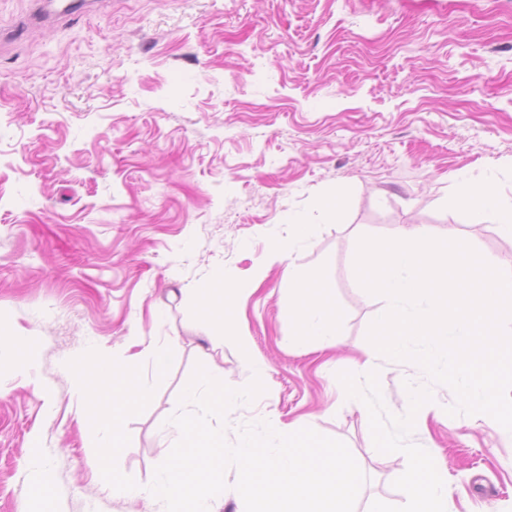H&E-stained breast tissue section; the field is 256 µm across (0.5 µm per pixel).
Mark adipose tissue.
Segmentation results:
<instances>
[{
  "label": "adipose tissue",
  "instance_id": "obj_1",
  "mask_svg": "<svg viewBox=\"0 0 512 512\" xmlns=\"http://www.w3.org/2000/svg\"><path fill=\"white\" fill-rule=\"evenodd\" d=\"M458 202L465 208H479L496 224L501 234L512 237V199L503 197L490 180L462 182ZM288 286L294 299L295 323V331L288 339L289 344L302 349L335 345V314L321 295L315 277L292 271L288 274Z\"/></svg>",
  "mask_w": 512,
  "mask_h": 512
}]
</instances>
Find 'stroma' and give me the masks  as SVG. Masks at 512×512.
<instances>
[{"label":"stroma","instance_id":"stroma-1","mask_svg":"<svg viewBox=\"0 0 512 512\" xmlns=\"http://www.w3.org/2000/svg\"><path fill=\"white\" fill-rule=\"evenodd\" d=\"M489 174L512 196V0H108L1 43L0 335L21 337L25 362L0 366V512H28L43 474L54 512H160L94 471L64 369L91 348L155 388L125 423L136 483L177 442L160 447L159 429L196 365L244 386L254 359L265 391L231 408L228 442L271 415L313 417L366 476L357 512L403 502L402 459L374 450L337 378L359 373L384 304L356 277L357 243L424 224L512 265V238L457 202L462 179ZM292 269L334 303L337 347L289 348ZM209 282L241 287L250 356L211 349L194 293ZM158 345L172 353L160 374ZM378 376L391 414L410 385L455 402L415 363ZM423 423L409 440L447 468L453 512H512V435L432 411Z\"/></svg>","mask_w":512,"mask_h":512}]
</instances>
